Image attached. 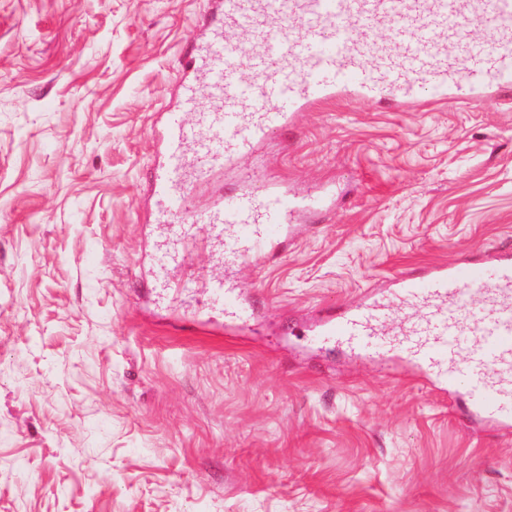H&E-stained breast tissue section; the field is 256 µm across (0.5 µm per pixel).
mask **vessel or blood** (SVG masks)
<instances>
[{"instance_id": "vessel-or-blood-1", "label": "vessel or blood", "mask_w": 512, "mask_h": 512, "mask_svg": "<svg viewBox=\"0 0 512 512\" xmlns=\"http://www.w3.org/2000/svg\"><path fill=\"white\" fill-rule=\"evenodd\" d=\"M217 15L220 25L182 68V110L165 118L171 147L156 192L182 226L192 183L237 164L315 103H403L424 91L476 100L512 87V0H217ZM474 19L487 27L479 42L467 34ZM377 25L390 30L387 44L360 36V27ZM228 30L241 41L227 40ZM201 97L208 109L185 121ZM297 209L287 191L261 183L204 221L224 246L225 266L241 267L278 252ZM395 284L398 297L425 307L423 317L388 330L376 299L327 317L320 335L360 354L407 357L450 384L466 375L469 415L512 423V260L403 272ZM210 288L225 315L239 316L231 287L218 279Z\"/></svg>"}]
</instances>
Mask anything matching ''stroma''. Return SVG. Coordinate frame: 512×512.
Returning <instances> with one entry per match:
<instances>
[{"label": "stroma", "mask_w": 512, "mask_h": 512, "mask_svg": "<svg viewBox=\"0 0 512 512\" xmlns=\"http://www.w3.org/2000/svg\"><path fill=\"white\" fill-rule=\"evenodd\" d=\"M212 16L0 0V512H512V428L467 417L465 384L316 335L374 298L419 316L400 272L512 253V98L298 113L191 191L204 215L254 175L301 203L278 256L231 269L153 191ZM211 295L214 301L224 308L225 316L239 317L241 303L237 293L231 287L224 284V280L218 279L211 283Z\"/></svg>", "instance_id": "stroma-1"}]
</instances>
